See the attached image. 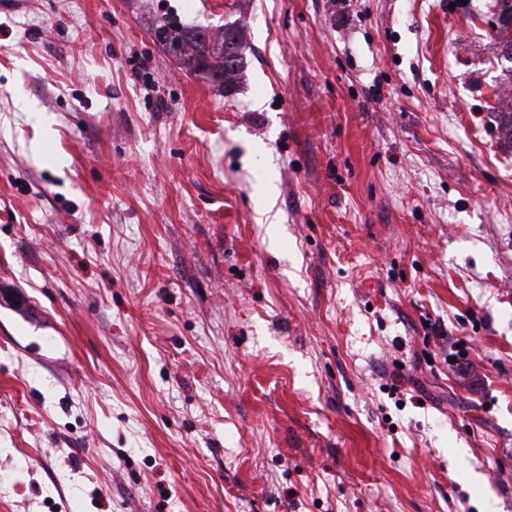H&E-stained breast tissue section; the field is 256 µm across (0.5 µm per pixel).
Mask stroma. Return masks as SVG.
Returning <instances> with one entry per match:
<instances>
[{
	"instance_id": "1",
	"label": "stroma",
	"mask_w": 512,
	"mask_h": 512,
	"mask_svg": "<svg viewBox=\"0 0 512 512\" xmlns=\"http://www.w3.org/2000/svg\"><path fill=\"white\" fill-rule=\"evenodd\" d=\"M497 11L0 6V512H512ZM151 33L157 43L189 68L190 74L210 76L225 88L232 84L240 64L238 28L225 26L223 36L214 38L205 30L186 29L169 20L153 25ZM226 46L234 55L232 59L225 57Z\"/></svg>"
}]
</instances>
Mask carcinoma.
Segmentation results:
<instances>
[{
	"instance_id": "1",
	"label": "carcinoma",
	"mask_w": 512,
	"mask_h": 512,
	"mask_svg": "<svg viewBox=\"0 0 512 512\" xmlns=\"http://www.w3.org/2000/svg\"><path fill=\"white\" fill-rule=\"evenodd\" d=\"M500 11L493 30L500 45L512 44V0H498ZM151 33L157 43L189 68L192 74L210 76L228 87L239 68L240 30L224 27L216 38L204 30L186 29L172 21L153 25Z\"/></svg>"
}]
</instances>
